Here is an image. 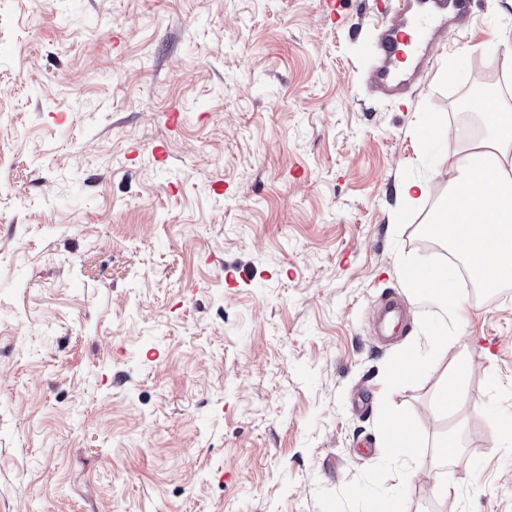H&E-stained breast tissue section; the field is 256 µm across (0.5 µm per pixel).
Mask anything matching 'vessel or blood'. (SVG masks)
Here are the masks:
<instances>
[{
  "label": "vessel or blood",
  "instance_id": "obj_1",
  "mask_svg": "<svg viewBox=\"0 0 512 512\" xmlns=\"http://www.w3.org/2000/svg\"><path fill=\"white\" fill-rule=\"evenodd\" d=\"M473 0H388L370 47L373 81L393 99L403 98L449 25L465 23Z\"/></svg>",
  "mask_w": 512,
  "mask_h": 512
}]
</instances>
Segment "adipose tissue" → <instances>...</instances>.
Here are the masks:
<instances>
[{"mask_svg":"<svg viewBox=\"0 0 512 512\" xmlns=\"http://www.w3.org/2000/svg\"><path fill=\"white\" fill-rule=\"evenodd\" d=\"M473 107L488 135L469 145L435 221L476 285L493 290L512 280V107L491 94Z\"/></svg>","mask_w":512,"mask_h":512,"instance_id":"ef3b65f1","label":"adipose tissue"}]
</instances>
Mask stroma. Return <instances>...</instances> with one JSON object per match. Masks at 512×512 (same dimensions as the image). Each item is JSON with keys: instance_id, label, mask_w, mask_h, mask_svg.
<instances>
[{"instance_id": "obj_1", "label": "stroma", "mask_w": 512, "mask_h": 512, "mask_svg": "<svg viewBox=\"0 0 512 512\" xmlns=\"http://www.w3.org/2000/svg\"><path fill=\"white\" fill-rule=\"evenodd\" d=\"M383 2L0 0V512H319L380 462L385 399L428 440L406 512H512V284L466 289L420 383L383 381L428 345L398 256L447 258L425 228L469 143L424 123L478 128L454 104L512 0H475L403 101L372 84ZM405 179L429 192L403 212Z\"/></svg>"}]
</instances>
